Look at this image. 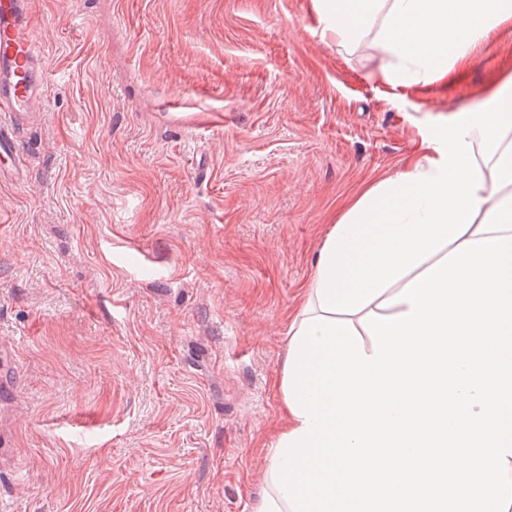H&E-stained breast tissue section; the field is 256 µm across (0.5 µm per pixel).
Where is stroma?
Instances as JSON below:
<instances>
[{
	"label": "stroma",
	"mask_w": 512,
	"mask_h": 512,
	"mask_svg": "<svg viewBox=\"0 0 512 512\" xmlns=\"http://www.w3.org/2000/svg\"><path fill=\"white\" fill-rule=\"evenodd\" d=\"M55 72L0 181V512H256L338 206L512 78V24L390 85L311 0H32Z\"/></svg>",
	"instance_id": "stroma-1"
}]
</instances>
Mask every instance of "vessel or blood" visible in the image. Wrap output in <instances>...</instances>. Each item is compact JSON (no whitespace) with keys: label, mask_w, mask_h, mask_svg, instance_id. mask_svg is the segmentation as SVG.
Segmentation results:
<instances>
[{"label":"vessel or blood","mask_w":512,"mask_h":512,"mask_svg":"<svg viewBox=\"0 0 512 512\" xmlns=\"http://www.w3.org/2000/svg\"><path fill=\"white\" fill-rule=\"evenodd\" d=\"M49 72L30 26V0H0V156L17 152L16 131L45 93Z\"/></svg>","instance_id":"1"}]
</instances>
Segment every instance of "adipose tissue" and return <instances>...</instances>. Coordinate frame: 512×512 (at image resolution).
<instances>
[{"label":"adipose tissue","mask_w":512,"mask_h":512,"mask_svg":"<svg viewBox=\"0 0 512 512\" xmlns=\"http://www.w3.org/2000/svg\"><path fill=\"white\" fill-rule=\"evenodd\" d=\"M323 36L371 38L382 80L427 84L512 23V0H311ZM422 136L403 168L351 199L329 228L288 332L323 315L359 321L463 242L512 236V95Z\"/></svg>","instance_id":"1"}]
</instances>
